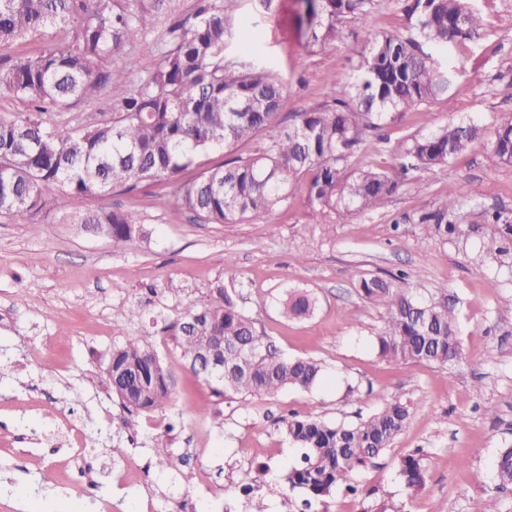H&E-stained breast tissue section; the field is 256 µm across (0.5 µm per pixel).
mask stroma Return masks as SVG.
<instances>
[{"label": "stroma", "mask_w": 512, "mask_h": 512, "mask_svg": "<svg viewBox=\"0 0 512 512\" xmlns=\"http://www.w3.org/2000/svg\"><path fill=\"white\" fill-rule=\"evenodd\" d=\"M148 10L144 35L112 59L117 80L106 96L135 88L145 56L166 48L169 28L190 19L196 0H135ZM406 0H376L345 24L336 42L309 52L295 26L296 0L271 9L239 0L260 30L262 52L282 76L281 116L308 111L325 98L334 76L350 73L365 32L408 33ZM479 38L448 59L457 82L448 97L396 116L371 135L351 167L388 169L397 144L449 119L482 125L512 120V0H477ZM467 193L440 237L422 216L448 186ZM167 185L150 181L125 194L87 197L91 209L132 213L138 234L120 245L62 221L67 206L17 224L0 216V512H299L305 493L286 477L299 459L284 418L353 423L384 397L408 402L410 417L372 465L354 470L348 486L313 500L311 512H483L494 501L512 512V488L499 489L494 462L512 446V236L485 213L512 218V163L488 167L483 148L447 166L412 171L376 210L333 224L308 217L303 189L273 214L238 224H208L167 205ZM398 278L419 298L459 313L461 358L449 370L388 361L373 339L384 309L360 299L361 279ZM224 289L257 333L284 357L322 364L309 390L216 399L187 368L170 326ZM316 296L312 317L292 320L286 291ZM138 308L142 315L129 318ZM141 337L176 381L172 400L142 413L135 428L113 397L107 365L113 347ZM208 407L209 415L198 412ZM423 449L426 480L408 490L402 458ZM94 454L90 484L72 477ZM162 456L173 468L155 469ZM201 472L202 490L189 478ZM250 473L251 495L240 479Z\"/></svg>", "instance_id": "35a3bbf8"}]
</instances>
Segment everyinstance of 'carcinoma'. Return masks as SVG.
Masks as SVG:
<instances>
[{"label": "carcinoma", "mask_w": 512, "mask_h": 512, "mask_svg": "<svg viewBox=\"0 0 512 512\" xmlns=\"http://www.w3.org/2000/svg\"><path fill=\"white\" fill-rule=\"evenodd\" d=\"M300 36L306 48L336 40L342 24L367 14L374 0H297ZM238 0H197L194 20L169 30V47L143 60L137 86L114 104L103 100L112 120L86 126L48 125L41 114L94 100L115 77L112 56L136 42L146 17L130 0H0V44L48 36L35 55L0 58V95L25 104L15 119L0 120V215L25 223L66 197L71 223L93 233L107 225L112 243L138 232L136 218L114 210H83L93 193L136 191L146 180L164 181L167 203L211 224H236L272 214L303 186L308 215L319 224L337 215L377 209L399 186L398 177L416 169L448 164L488 138L485 159L494 167L512 162V121L490 132L478 123L448 121L403 140L394 153V173L349 167L365 136L394 116L448 95L454 69L448 55L457 44L479 36L483 17L471 0H411L412 33H369L353 70L332 80L328 100L302 112L295 122L248 157L221 165L204 161L215 148L230 150L251 141L278 116L284 83L257 51L226 58L235 42L256 36V25L237 13ZM201 168L192 182L180 173ZM464 193L448 188L440 206L422 218L446 237L455 231L448 214ZM366 303L386 311L376 334L378 355L440 369L460 359L458 317L448 306L422 300L392 281L364 278L357 288ZM291 319L310 317L315 297L307 290L287 292L282 301ZM173 341L191 364L198 350L224 337V378L211 382L213 395H274L288 388L309 390L319 383L322 365L305 358L277 357L257 335L254 323L228 292L185 314L171 326ZM112 393L136 425L142 411L164 406L175 382L157 352L142 340L112 350L107 367ZM408 406L384 398L380 409L349 424L292 417L284 430L301 450L288 482L316 498L348 482L353 470L373 462L402 431ZM407 489L425 483L423 451L403 457ZM499 486H512V447L495 461Z\"/></svg>", "instance_id": "carcinoma-1"}]
</instances>
